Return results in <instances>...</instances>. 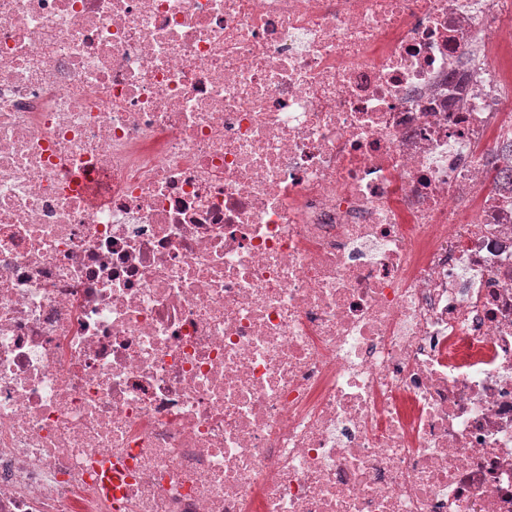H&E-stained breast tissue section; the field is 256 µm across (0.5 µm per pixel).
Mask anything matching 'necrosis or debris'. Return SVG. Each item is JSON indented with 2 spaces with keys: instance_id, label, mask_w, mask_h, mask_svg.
I'll return each instance as SVG.
<instances>
[{
  "instance_id": "obj_1",
  "label": "necrosis or debris",
  "mask_w": 512,
  "mask_h": 512,
  "mask_svg": "<svg viewBox=\"0 0 512 512\" xmlns=\"http://www.w3.org/2000/svg\"><path fill=\"white\" fill-rule=\"evenodd\" d=\"M512 0H0V512H512Z\"/></svg>"
}]
</instances>
